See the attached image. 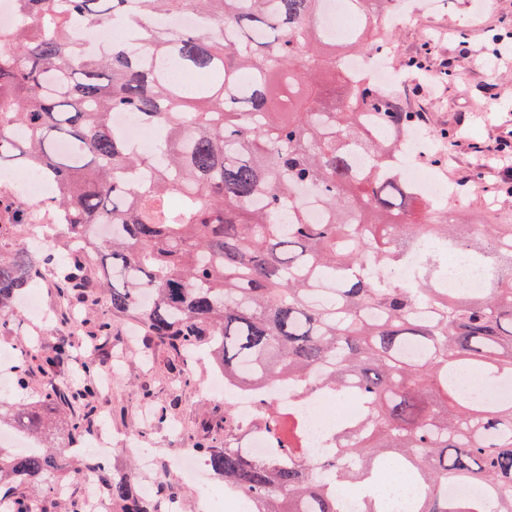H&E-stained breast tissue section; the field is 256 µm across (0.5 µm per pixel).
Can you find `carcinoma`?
<instances>
[{
    "label": "carcinoma",
    "instance_id": "cac0c4a2",
    "mask_svg": "<svg viewBox=\"0 0 512 512\" xmlns=\"http://www.w3.org/2000/svg\"><path fill=\"white\" fill-rule=\"evenodd\" d=\"M12 2L27 24L0 30V168L22 145L53 207L42 216L0 201V238L14 224L51 222L69 246L67 261L48 270L32 251L0 244V330L46 271L59 283L60 311L97 302L89 253L109 255L106 309L76 329L86 341L111 337L112 318H131L176 355L207 346L229 383H286L363 406L361 422L332 426L330 453L314 460L271 404L265 457L227 430L196 439L193 449L249 512H343L347 485L360 512H386L377 475L389 462L418 485L408 512H512V398L481 396L512 383V222L495 210L465 225L391 169L396 145L381 130L415 129L426 115L338 69L392 36L375 18L390 0H344L357 24L340 39L319 22L326 0ZM180 13L197 26L162 24ZM104 24L120 34L94 50ZM170 65L207 80L188 89ZM117 113L155 125L157 151L140 152L114 126ZM312 205L323 222L309 221ZM426 238L441 247L414 282L391 276ZM457 250L487 269L485 288L441 287V257ZM71 351L63 339L16 362L29 402L0 399V427H22L38 450L0 448V512H50L33 490L87 472L121 512H160L163 490L135 494L94 457L69 452L91 434L100 395L92 365L78 382L52 381ZM457 371L478 383L461 389ZM47 405L70 413L59 445L45 441ZM450 482L486 487L493 506L448 498Z\"/></svg>",
    "mask_w": 512,
    "mask_h": 512
}]
</instances>
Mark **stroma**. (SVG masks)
I'll return each mask as SVG.
<instances>
[{"label":"stroma","mask_w":512,"mask_h":512,"mask_svg":"<svg viewBox=\"0 0 512 512\" xmlns=\"http://www.w3.org/2000/svg\"><path fill=\"white\" fill-rule=\"evenodd\" d=\"M456 16L469 18L464 31L449 28V19ZM506 20H512V0H437L436 8L423 18H407L392 41V64L421 55L426 45L430 48L425 56L426 70L438 75L447 68L454 71L452 82H428L421 93L400 94L412 109L432 115L433 129L457 131L444 168L448 181H456L458 173L467 168L485 173L496 168V160L486 155L484 147L492 136L512 134V59L493 54L488 41L489 30ZM462 40L469 43L472 58L459 57L458 43ZM68 335L60 320L41 321L20 308L14 312L11 330L0 333V348L24 350L28 338L33 337L42 350ZM113 356L122 358V372L108 398L100 401L99 411L106 414L114 436L142 430L145 445L156 460L154 485L175 487L181 493L184 512H194L193 493L172 458L181 449L192 447L204 427L224 426L227 406L223 399L204 398L198 393L199 384L214 372L209 359L202 356L191 360L186 369L191 380L181 382L171 354L162 347L146 348L144 337L130 321L118 319L111 346L94 351L74 347L71 362L60 378L72 381L88 359L104 365ZM150 399L167 408L165 420L143 423L141 415Z\"/></svg>","instance_id":"obj_1"}]
</instances>
